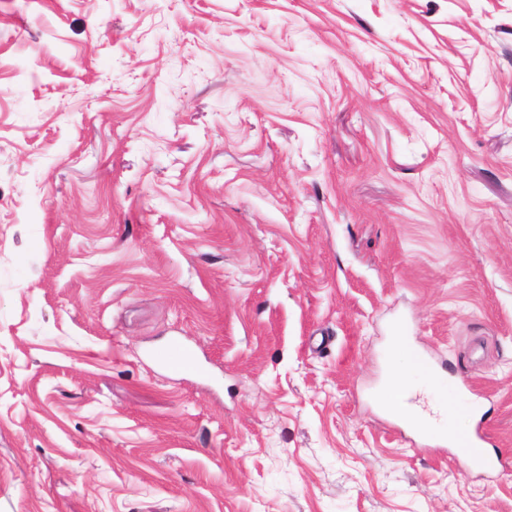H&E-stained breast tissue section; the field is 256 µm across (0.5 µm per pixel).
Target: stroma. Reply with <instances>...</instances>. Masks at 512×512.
<instances>
[{"mask_svg": "<svg viewBox=\"0 0 512 512\" xmlns=\"http://www.w3.org/2000/svg\"><path fill=\"white\" fill-rule=\"evenodd\" d=\"M0 512H512V0H0ZM412 358L408 354L404 336H395L387 353L389 375L376 391V398L386 409L399 414L408 425L416 429L422 424L420 408L407 401L409 394L423 379L416 367L422 372L424 379L439 391L448 390L450 395H458L466 389L464 381H446L441 370L432 364L429 355L421 350L413 349ZM414 361V363H413ZM159 361L177 374L191 372L199 375L205 372L204 364L199 356L180 338L170 341L166 350L159 355ZM483 422L477 423L471 432L459 434L453 446L459 452V464L465 471L480 470L495 473L503 465L502 459L490 456L484 448Z\"/></svg>", "mask_w": 512, "mask_h": 512, "instance_id": "1", "label": "stroma"}]
</instances>
